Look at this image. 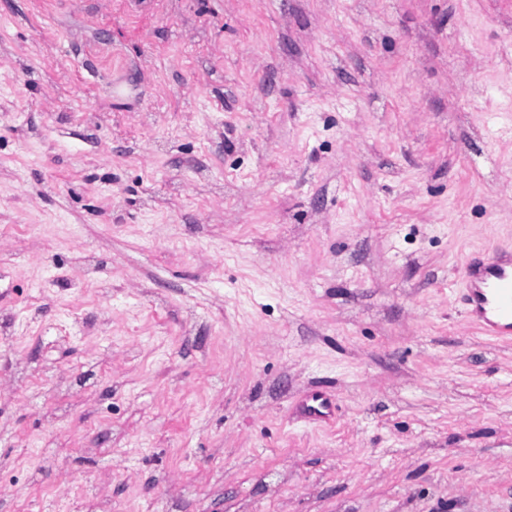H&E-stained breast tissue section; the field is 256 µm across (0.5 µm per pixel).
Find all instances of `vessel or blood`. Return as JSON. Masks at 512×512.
Masks as SVG:
<instances>
[{
  "label": "vessel or blood",
  "instance_id": "vessel-or-blood-1",
  "mask_svg": "<svg viewBox=\"0 0 512 512\" xmlns=\"http://www.w3.org/2000/svg\"><path fill=\"white\" fill-rule=\"evenodd\" d=\"M464 278L468 317L487 336L512 337V251L470 259Z\"/></svg>",
  "mask_w": 512,
  "mask_h": 512
}]
</instances>
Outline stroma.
Segmentation results:
<instances>
[{"instance_id": "1", "label": "stroma", "mask_w": 512, "mask_h": 512, "mask_svg": "<svg viewBox=\"0 0 512 512\" xmlns=\"http://www.w3.org/2000/svg\"><path fill=\"white\" fill-rule=\"evenodd\" d=\"M502 247L512 0H0V512H512ZM464 278L467 316L487 336L512 337V251L470 259Z\"/></svg>"}]
</instances>
